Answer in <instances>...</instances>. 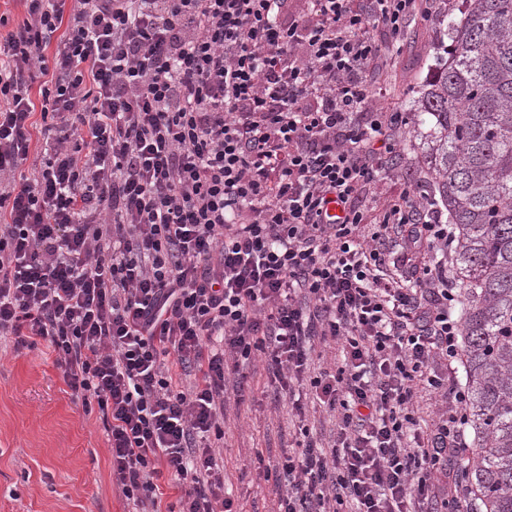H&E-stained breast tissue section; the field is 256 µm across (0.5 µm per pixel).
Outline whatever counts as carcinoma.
I'll use <instances>...</instances> for the list:
<instances>
[{
	"mask_svg": "<svg viewBox=\"0 0 512 512\" xmlns=\"http://www.w3.org/2000/svg\"><path fill=\"white\" fill-rule=\"evenodd\" d=\"M415 92L437 205L454 225L467 462L483 512H512V0H469Z\"/></svg>",
	"mask_w": 512,
	"mask_h": 512,
	"instance_id": "carcinoma-1",
	"label": "carcinoma"
}]
</instances>
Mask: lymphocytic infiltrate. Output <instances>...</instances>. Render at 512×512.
<instances>
[{"mask_svg": "<svg viewBox=\"0 0 512 512\" xmlns=\"http://www.w3.org/2000/svg\"><path fill=\"white\" fill-rule=\"evenodd\" d=\"M24 2L0 40V337L48 340L95 398L122 495L160 512L164 466L178 512H236L210 441L229 360L257 350L276 396L305 380L338 416L284 458L280 512H439L468 420L455 230L419 182L360 207L406 122L376 103L373 31L434 0ZM317 341L341 359L310 378ZM418 380L448 401L427 438ZM161 475L154 482L159 487L160 509L163 512L170 510L173 506L174 510H178V500L181 495V487L176 480L171 477L166 467H160Z\"/></svg>", "mask_w": 512, "mask_h": 512, "instance_id": "obj_1", "label": "lymphocytic infiltrate"}]
</instances>
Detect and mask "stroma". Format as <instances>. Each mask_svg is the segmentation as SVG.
Wrapping results in <instances>:
<instances>
[{
  "label": "stroma",
  "mask_w": 512,
  "mask_h": 512,
  "mask_svg": "<svg viewBox=\"0 0 512 512\" xmlns=\"http://www.w3.org/2000/svg\"><path fill=\"white\" fill-rule=\"evenodd\" d=\"M434 21L414 16L408 37L388 52L380 72L384 93L378 103L405 112L427 77L433 46L448 32L449 17L463 0H438ZM417 120L404 126L403 154L378 190L364 196L368 217H376L406 181L432 184ZM245 379L244 395L235 382ZM265 357L255 354L226 376L224 394V490L238 512H278L285 485L276 475L288 454L297 452L300 426L328 442L335 418L314 403L308 382L294 386L303 406L275 399ZM107 431L95 401L76 397L48 341L27 336L0 343V512H132L133 506L112 483Z\"/></svg>",
  "instance_id": "35a3bbf8"
}]
</instances>
